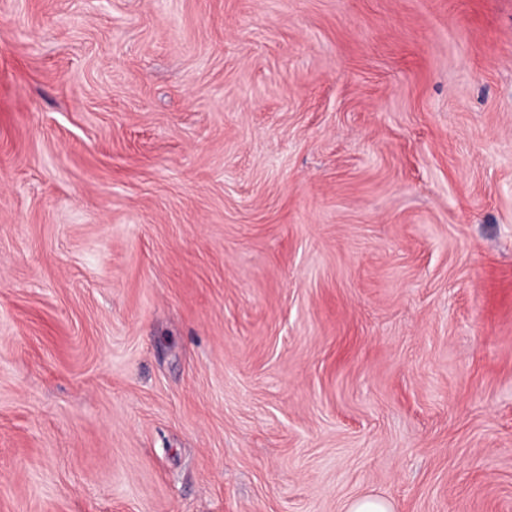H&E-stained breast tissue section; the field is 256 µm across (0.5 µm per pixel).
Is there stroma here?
Listing matches in <instances>:
<instances>
[{
	"instance_id": "stroma-1",
	"label": "stroma",
	"mask_w": 512,
	"mask_h": 512,
	"mask_svg": "<svg viewBox=\"0 0 512 512\" xmlns=\"http://www.w3.org/2000/svg\"><path fill=\"white\" fill-rule=\"evenodd\" d=\"M512 512V0H0V512Z\"/></svg>"
}]
</instances>
